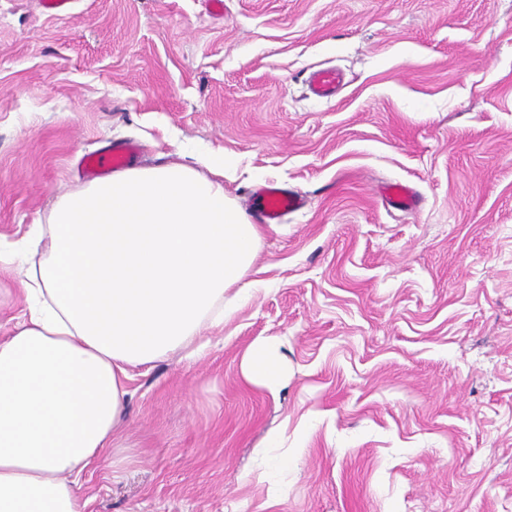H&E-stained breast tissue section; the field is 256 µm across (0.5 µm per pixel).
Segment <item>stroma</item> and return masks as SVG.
Here are the masks:
<instances>
[{
    "label": "stroma",
    "instance_id": "stroma-1",
    "mask_svg": "<svg viewBox=\"0 0 512 512\" xmlns=\"http://www.w3.org/2000/svg\"><path fill=\"white\" fill-rule=\"evenodd\" d=\"M222 2L0 0V243L126 140L141 167L234 157L246 213L269 182L309 201L201 354L131 368L87 512H512V0ZM26 313L1 269V340ZM270 336L275 396L240 373ZM342 82L339 71L332 68L318 69L309 77V89L317 97L325 98L334 95ZM388 205L394 209L409 210L416 207L418 196L408 186L401 184L388 185L384 190Z\"/></svg>",
    "mask_w": 512,
    "mask_h": 512
}]
</instances>
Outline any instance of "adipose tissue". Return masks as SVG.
<instances>
[{
  "label": "adipose tissue",
  "instance_id": "1",
  "mask_svg": "<svg viewBox=\"0 0 512 512\" xmlns=\"http://www.w3.org/2000/svg\"><path fill=\"white\" fill-rule=\"evenodd\" d=\"M223 161L132 167L59 198L23 275L28 313L0 341V512H86L88 468L117 438L129 367L198 354L243 301L264 233L225 194ZM285 344L243 353L278 393Z\"/></svg>",
  "mask_w": 512,
  "mask_h": 512
}]
</instances>
